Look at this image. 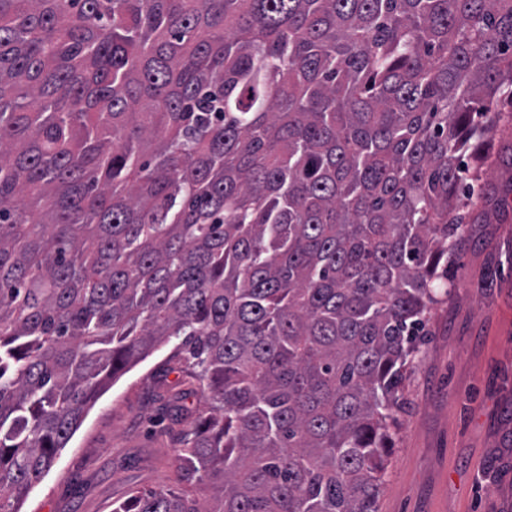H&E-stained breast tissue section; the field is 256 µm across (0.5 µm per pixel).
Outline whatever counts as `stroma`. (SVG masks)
Listing matches in <instances>:
<instances>
[{
  "instance_id": "1",
  "label": "stroma",
  "mask_w": 512,
  "mask_h": 512,
  "mask_svg": "<svg viewBox=\"0 0 512 512\" xmlns=\"http://www.w3.org/2000/svg\"><path fill=\"white\" fill-rule=\"evenodd\" d=\"M482 156L491 170L438 269L378 512H512V122L498 121L481 155L463 162ZM172 352L161 348L100 395L21 512H112L172 482L186 429L173 416L199 410Z\"/></svg>"
}]
</instances>
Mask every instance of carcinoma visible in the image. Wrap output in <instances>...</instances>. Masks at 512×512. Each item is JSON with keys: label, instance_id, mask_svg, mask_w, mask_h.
<instances>
[{"label": "carcinoma", "instance_id": "cac0c4a2", "mask_svg": "<svg viewBox=\"0 0 512 512\" xmlns=\"http://www.w3.org/2000/svg\"><path fill=\"white\" fill-rule=\"evenodd\" d=\"M504 98L512 0H0V512L170 342L202 409L112 512H377Z\"/></svg>", "mask_w": 512, "mask_h": 512}]
</instances>
